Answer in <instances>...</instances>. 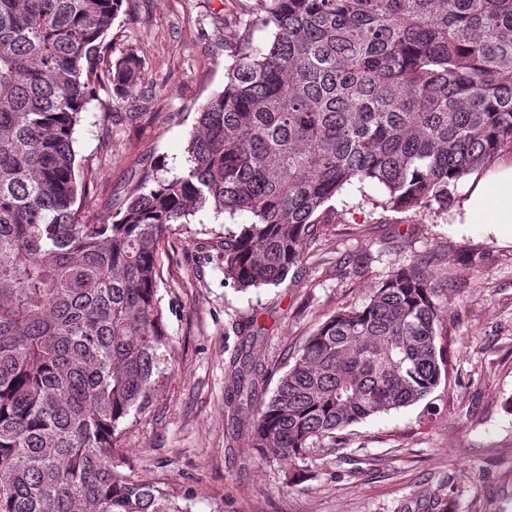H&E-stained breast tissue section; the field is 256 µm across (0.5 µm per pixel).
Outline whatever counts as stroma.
Wrapping results in <instances>:
<instances>
[{
  "label": "stroma",
  "instance_id": "obj_1",
  "mask_svg": "<svg viewBox=\"0 0 512 512\" xmlns=\"http://www.w3.org/2000/svg\"><path fill=\"white\" fill-rule=\"evenodd\" d=\"M259 0H123L108 32L113 57L134 53L147 93L100 92L76 128L74 149L91 183L84 220L115 212L143 160L179 172L200 103L224 88V73ZM377 186L329 203L316 248L277 286L238 291L224 283L225 230L250 213L202 211L175 224L159 250L158 297L167 338L160 386L130 414L115 442L123 474L159 484L189 512H512V242L452 215L361 204ZM447 278L439 298L448 374L423 404L354 424L343 447L318 449L308 478L288 485L287 461L261 459L246 421L227 417L225 367L238 328H264L254 356L264 368L293 351L338 303H362L371 288L414 259ZM364 272L354 275L351 266Z\"/></svg>",
  "mask_w": 512,
  "mask_h": 512
}]
</instances>
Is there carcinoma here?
Segmentation results:
<instances>
[{
    "instance_id": "cac0c4a2",
    "label": "carcinoma",
    "mask_w": 512,
    "mask_h": 512,
    "mask_svg": "<svg viewBox=\"0 0 512 512\" xmlns=\"http://www.w3.org/2000/svg\"><path fill=\"white\" fill-rule=\"evenodd\" d=\"M123 0H0V512H188L114 464L150 404L166 345L158 253L211 210L224 281L279 285L320 237L316 214L367 183L384 209L446 213L465 176L512 151V0H261L224 89L197 108L186 166L147 167L112 222L75 208L73 135L110 87L146 74L105 41ZM446 279L420 258L339 304L266 394L249 328L228 408L261 458L305 460L355 423L426 400L447 375Z\"/></svg>"
}]
</instances>
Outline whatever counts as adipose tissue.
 Segmentation results:
<instances>
[{
  "instance_id": "obj_1",
  "label": "adipose tissue",
  "mask_w": 512,
  "mask_h": 512,
  "mask_svg": "<svg viewBox=\"0 0 512 512\" xmlns=\"http://www.w3.org/2000/svg\"><path fill=\"white\" fill-rule=\"evenodd\" d=\"M458 211L462 224L512 227V159L468 175Z\"/></svg>"
}]
</instances>
